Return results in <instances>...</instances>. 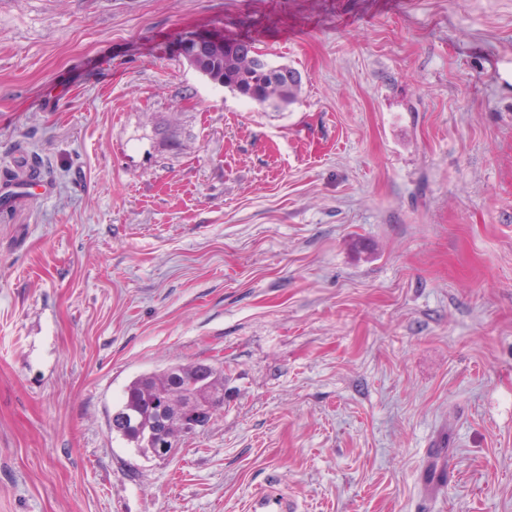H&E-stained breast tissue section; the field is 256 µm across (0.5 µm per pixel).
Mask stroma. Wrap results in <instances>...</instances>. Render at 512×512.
<instances>
[{"label":"stroma","instance_id":"35a3bbf8","mask_svg":"<svg viewBox=\"0 0 512 512\" xmlns=\"http://www.w3.org/2000/svg\"><path fill=\"white\" fill-rule=\"evenodd\" d=\"M188 31L298 101L215 86ZM33 155L49 195L0 209V512H512V0H0V186ZM198 361L203 432L112 431ZM213 38L214 48L200 53L198 67L211 75L215 84L256 102L262 108L276 111L298 101L300 79L293 68L286 65L265 68L260 66L263 55L251 43L224 37ZM203 39L200 35L185 34L178 40L177 53L190 68L210 80L205 72L197 68L195 55L187 50L192 42ZM270 98L276 99L277 105H265ZM207 399L211 403V416L224 407V369L212 363L194 362L175 364L159 371L141 376L132 381L125 389L119 411L112 420L113 429L121 433L135 448L153 452L146 448L134 428L125 419L130 412L135 420L151 419V412L166 405L170 410L176 408L183 413L195 409L198 400ZM132 422V421H131ZM295 507L290 499H286L280 494H266L260 496L254 506L253 512H293Z\"/></svg>","mask_w":512,"mask_h":512}]
</instances>
